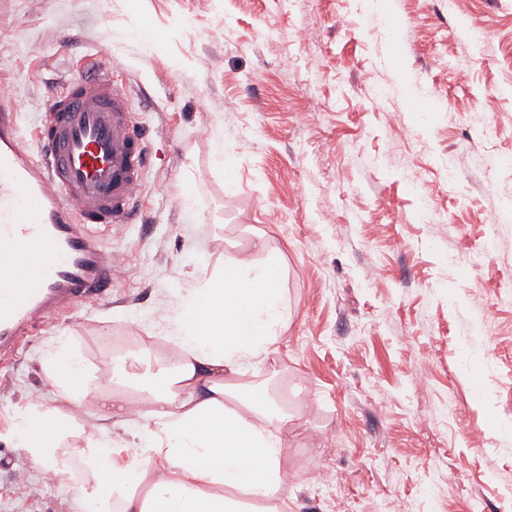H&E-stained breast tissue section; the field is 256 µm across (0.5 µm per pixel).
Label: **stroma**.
Here are the masks:
<instances>
[{"mask_svg": "<svg viewBox=\"0 0 512 512\" xmlns=\"http://www.w3.org/2000/svg\"><path fill=\"white\" fill-rule=\"evenodd\" d=\"M102 46L150 144L145 220L99 229L111 297L0 367V512H78L11 442L59 340L94 378L165 356L203 263L271 254L290 318L231 393L288 410V512H512V167L478 162L512 156V0H0L24 125Z\"/></svg>", "mask_w": 512, "mask_h": 512, "instance_id": "1", "label": "stroma"}]
</instances>
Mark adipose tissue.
Wrapping results in <instances>:
<instances>
[{"instance_id":"1","label":"adipose tissue","mask_w":512,"mask_h":512,"mask_svg":"<svg viewBox=\"0 0 512 512\" xmlns=\"http://www.w3.org/2000/svg\"><path fill=\"white\" fill-rule=\"evenodd\" d=\"M277 257L221 263L182 289L167 330L177 351L133 380L127 370L89 385L82 356L63 342L43 359L50 402L29 404L14 422L15 446L35 468L69 478L72 458L86 474L75 489L82 512H246L276 499L288 414L262 390L226 406L229 377L269 354L289 318ZM94 404L99 424L79 430L75 409ZM138 414L132 453L116 466L113 417ZM145 493H138L139 485Z\"/></svg>"}]
</instances>
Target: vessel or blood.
Segmentation results:
<instances>
[{"label": "vessel or blood", "instance_id": "vessel-or-blood-1", "mask_svg": "<svg viewBox=\"0 0 512 512\" xmlns=\"http://www.w3.org/2000/svg\"><path fill=\"white\" fill-rule=\"evenodd\" d=\"M59 88L31 130L0 96V358L56 311L112 292L111 252L89 224H131L149 144L103 53Z\"/></svg>", "mask_w": 512, "mask_h": 512}]
</instances>
